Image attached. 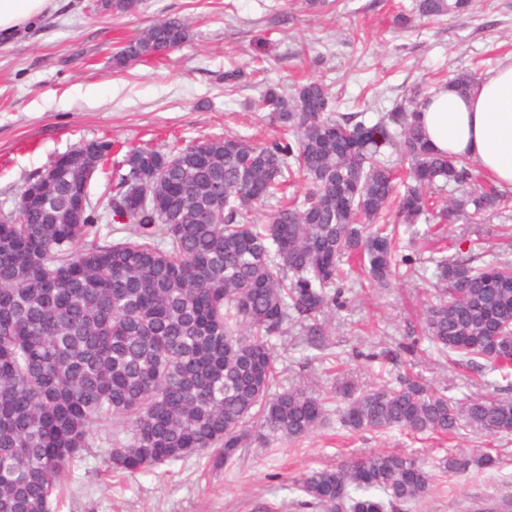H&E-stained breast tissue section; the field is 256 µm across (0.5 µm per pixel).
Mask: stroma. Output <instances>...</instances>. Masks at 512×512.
<instances>
[{
	"instance_id": "obj_1",
	"label": "stroma",
	"mask_w": 512,
	"mask_h": 512,
	"mask_svg": "<svg viewBox=\"0 0 512 512\" xmlns=\"http://www.w3.org/2000/svg\"><path fill=\"white\" fill-rule=\"evenodd\" d=\"M97 0H57V9L20 38L0 43V211L13 210L28 182L57 157L87 142L160 151L231 134L257 144L287 138L251 103L268 88L307 79L323 83L341 113L366 98L367 123L394 109L410 90H435L460 74L485 78L512 61V0H472L468 11L416 18L415 0H335L314 13L307 0H138L128 14ZM412 16L411 25L396 22ZM190 20V38L168 56L114 68L113 55L158 19ZM429 225L400 229L399 250L413 276L390 287L365 283L345 269L342 308L328 314V345L303 348L288 335L275 341L276 369L289 387L316 383L329 397L326 420L298 442L247 441L232 463L214 467L192 454L153 472L119 480L103 458L127 432L98 424L81 453L57 512H309L296 479L350 457L405 453L428 463L490 448L489 469L458 479L437 473L428 496L410 512H468L485 498H512V432L461 428L450 437H413L393 429L351 434L339 420L335 391L347 378L366 387L414 374L448 397L512 400V376L467 366L432 349L416 309L435 281ZM440 257L464 254L475 264L512 260V212L478 223L441 225Z\"/></svg>"
}]
</instances>
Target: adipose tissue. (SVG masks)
<instances>
[{
	"label": "adipose tissue",
	"mask_w": 512,
	"mask_h": 512,
	"mask_svg": "<svg viewBox=\"0 0 512 512\" xmlns=\"http://www.w3.org/2000/svg\"><path fill=\"white\" fill-rule=\"evenodd\" d=\"M55 0H0V39L16 37L54 10ZM437 152L474 160L503 189L512 190V63L461 95L432 93L419 114Z\"/></svg>",
	"instance_id": "1"
}]
</instances>
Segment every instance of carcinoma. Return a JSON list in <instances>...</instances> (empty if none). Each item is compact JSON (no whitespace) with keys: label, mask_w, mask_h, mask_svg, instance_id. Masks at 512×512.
I'll return each mask as SVG.
<instances>
[{"label":"carcinoma","mask_w":512,"mask_h":512,"mask_svg":"<svg viewBox=\"0 0 512 512\" xmlns=\"http://www.w3.org/2000/svg\"><path fill=\"white\" fill-rule=\"evenodd\" d=\"M469 0H418L423 17ZM189 23L167 17L114 55V64L158 57L183 45ZM426 96L367 125L342 114L323 84L311 81L260 99L293 138L253 144L207 138L167 152L132 147L112 163L105 200L84 192V216L68 221L67 202L83 179L81 148L69 153L38 205L0 216V512H53L54 498L89 447L92 427L118 421L130 438L104 458L115 477L151 472L189 454L232 462L252 430L288 441L308 437L326 414L327 397L278 387L275 336L299 329L322 349L319 316L338 305L343 259L359 257L371 282L396 275L394 231L376 220L397 199L400 224L443 221L512 208L495 190L433 197L473 179L470 160L434 151L417 122ZM398 127L411 185L395 195L382 148ZM295 182L307 185L268 214L244 223L248 209ZM473 205V212L466 211ZM126 224L102 223L99 209ZM435 300L420 320L440 352L491 370L512 368V349L494 332L512 326V261L475 266L436 261ZM344 427L354 433L512 432V401L454 400L416 376L398 385L339 387ZM487 451L454 454L439 469L462 477L490 467ZM433 469L407 455L376 452L298 480L322 512H406L433 487Z\"/></svg>","instance_id":"cac0c4a2"}]
</instances>
